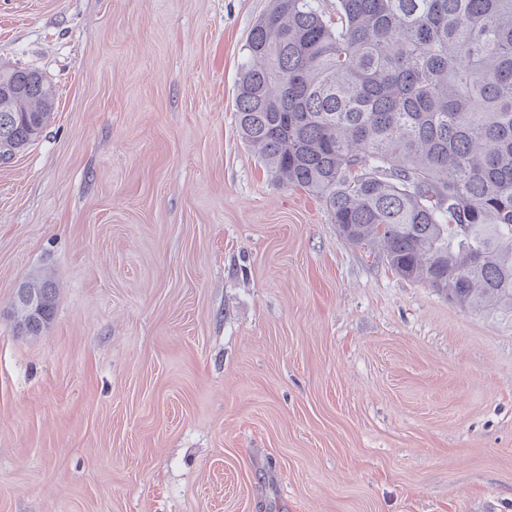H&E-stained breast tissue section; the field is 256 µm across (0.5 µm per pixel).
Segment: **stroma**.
I'll use <instances>...</instances> for the list:
<instances>
[{
	"mask_svg": "<svg viewBox=\"0 0 512 512\" xmlns=\"http://www.w3.org/2000/svg\"><path fill=\"white\" fill-rule=\"evenodd\" d=\"M271 5L0 0V71L56 90L0 163V512H512V318L348 243L239 135ZM33 294L39 302V309L35 297L28 301L31 310H38L37 313H30L24 303V296ZM56 288L51 277L40 275L29 278L16 288L12 304V317L14 327L18 334L24 336H38L53 318L55 309Z\"/></svg>",
	"mask_w": 512,
	"mask_h": 512,
	"instance_id": "stroma-1",
	"label": "stroma"
}]
</instances>
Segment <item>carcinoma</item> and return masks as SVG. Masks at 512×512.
Wrapping results in <instances>:
<instances>
[{
  "mask_svg": "<svg viewBox=\"0 0 512 512\" xmlns=\"http://www.w3.org/2000/svg\"><path fill=\"white\" fill-rule=\"evenodd\" d=\"M1 155L45 131L56 92L0 72ZM236 112L275 180L319 197L353 245L473 311L512 316V0H274L252 27ZM33 294L32 314L24 296ZM51 277L16 288V332L53 318Z\"/></svg>",
  "mask_w": 512,
  "mask_h": 512,
  "instance_id": "carcinoma-1",
  "label": "carcinoma"
}]
</instances>
